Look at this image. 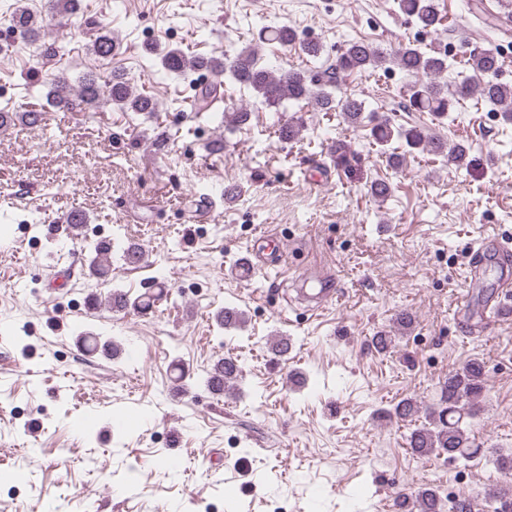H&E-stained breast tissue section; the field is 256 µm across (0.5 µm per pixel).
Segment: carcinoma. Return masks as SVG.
Segmentation results:
<instances>
[{
  "instance_id": "obj_1",
  "label": "carcinoma",
  "mask_w": 512,
  "mask_h": 512,
  "mask_svg": "<svg viewBox=\"0 0 512 512\" xmlns=\"http://www.w3.org/2000/svg\"><path fill=\"white\" fill-rule=\"evenodd\" d=\"M399 10L415 18L418 25L438 32L442 25V13L437 0H397ZM51 17L63 25L82 13L81 0H49ZM9 20L28 41L40 40L42 17L22 6H15ZM262 41L276 43L285 49H295L316 58L320 46L314 41L302 40L286 25L271 27L264 32ZM92 52L100 57L116 55L118 43L111 34L97 30L91 44ZM161 67L193 88L190 109L196 113L213 111L214 102L220 98V87L227 77L253 97L270 108L278 109L285 102L300 104L312 101L325 112H338L352 126L370 127L373 139L380 145L397 141L408 149L429 150L441 155L458 167L464 166L467 148L461 143H448L442 139L428 137L418 126H395L388 116L367 108L365 101L352 94L339 93V75L346 72L366 71L394 67L414 78L407 90L406 108L410 112H429L439 119L448 117L454 103L468 96H479L485 103L499 108L512 121V87L496 81L500 61L492 50L473 54L469 61L472 74L453 83L444 74L448 71L447 56L422 50L414 44L400 45L390 52H382L373 44L350 41L336 59L334 68L318 70H274L262 63L261 46L249 44L233 55L207 56L201 53L188 55L179 48L166 51L159 58ZM209 71L215 76L212 83H196L194 75ZM46 104L58 109H96L102 102L117 107L122 112H134L152 117L158 111L154 98L134 90L125 74L113 71L103 82L84 77L73 87L64 75H56L47 81ZM43 108L34 105L23 112L0 111V128L21 119L28 125L42 115ZM109 248L97 246L96 257L91 265V274L102 279L112 273L107 259ZM168 297L164 292H149L130 299L127 294L116 291L110 298L112 309L122 312L129 308L146 312L155 303ZM245 322L242 311L226 306L218 316V323L226 330L236 329ZM243 373L242 359L227 355L219 359L211 369L208 382L215 390L226 391ZM486 388L485 365L471 359L461 367L448 372L439 383L437 402L424 408L417 401L406 398L387 411L389 419L417 421L424 419L413 429L408 438L412 452L420 457L448 455L452 459L469 461L483 453L468 431L469 421L481 413V403ZM495 468L506 481L488 489L486 498L493 512H512V454L489 452ZM398 512H439V501L430 487H423L408 495L400 493L395 498Z\"/></svg>"
}]
</instances>
